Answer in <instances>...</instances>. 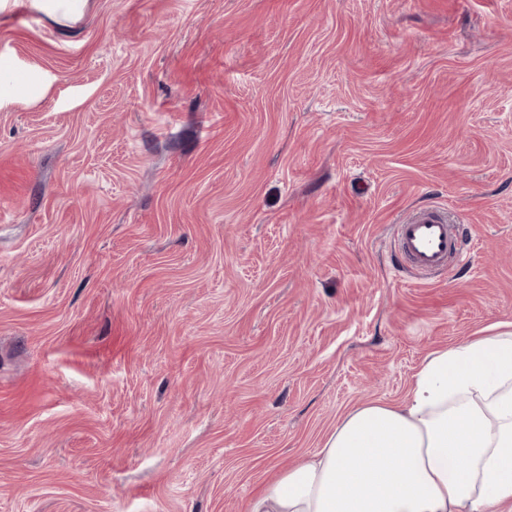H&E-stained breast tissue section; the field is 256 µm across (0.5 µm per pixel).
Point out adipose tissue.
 Masks as SVG:
<instances>
[{
    "instance_id": "ef3b65f1",
    "label": "adipose tissue",
    "mask_w": 512,
    "mask_h": 512,
    "mask_svg": "<svg viewBox=\"0 0 512 512\" xmlns=\"http://www.w3.org/2000/svg\"><path fill=\"white\" fill-rule=\"evenodd\" d=\"M246 512H512V329L431 353L404 402L359 405Z\"/></svg>"
}]
</instances>
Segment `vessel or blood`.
Segmentation results:
<instances>
[{
	"mask_svg": "<svg viewBox=\"0 0 512 512\" xmlns=\"http://www.w3.org/2000/svg\"><path fill=\"white\" fill-rule=\"evenodd\" d=\"M402 255L419 275L443 268L450 253H462L463 240L448 220L446 208L430 206L411 213L394 227Z\"/></svg>",
	"mask_w": 512,
	"mask_h": 512,
	"instance_id": "vessel-or-blood-1",
	"label": "vessel or blood"
}]
</instances>
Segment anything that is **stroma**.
Returning a JSON list of instances; mask_svg holds the SVG:
<instances>
[{
	"label": "stroma",
	"mask_w": 512,
	"mask_h": 512,
	"mask_svg": "<svg viewBox=\"0 0 512 512\" xmlns=\"http://www.w3.org/2000/svg\"><path fill=\"white\" fill-rule=\"evenodd\" d=\"M0 70V512H246L512 322V0H16ZM394 236L401 254L421 276L443 268L450 252L460 255L463 251L458 226L453 232L444 207L430 206L411 213L394 225Z\"/></svg>",
	"instance_id": "35a3bbf8"
}]
</instances>
